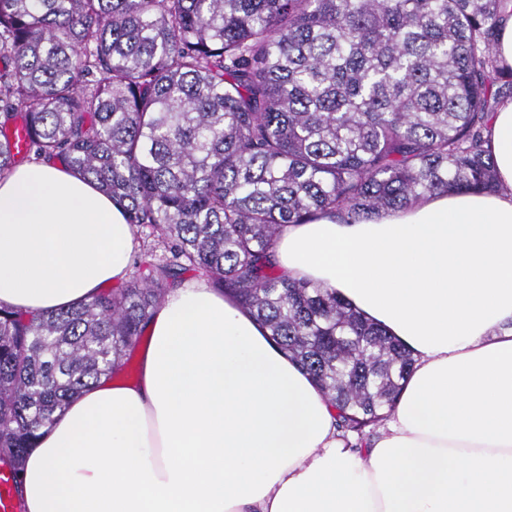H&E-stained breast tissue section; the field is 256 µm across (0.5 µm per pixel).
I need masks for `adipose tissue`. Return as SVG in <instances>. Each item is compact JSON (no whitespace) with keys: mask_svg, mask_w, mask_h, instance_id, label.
<instances>
[{"mask_svg":"<svg viewBox=\"0 0 512 512\" xmlns=\"http://www.w3.org/2000/svg\"><path fill=\"white\" fill-rule=\"evenodd\" d=\"M489 147L498 192L325 215L275 242L284 275L335 289L413 353L362 447L247 311L193 283L149 322L136 383L100 378L39 431L24 512H512V99ZM133 249L80 174L33 161L0 178V304L89 301L128 279Z\"/></svg>","mask_w":512,"mask_h":512,"instance_id":"adipose-tissue-1","label":"adipose tissue"}]
</instances>
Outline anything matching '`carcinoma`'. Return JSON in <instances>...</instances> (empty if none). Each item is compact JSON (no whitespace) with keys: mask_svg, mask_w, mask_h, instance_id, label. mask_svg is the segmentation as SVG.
Returning <instances> with one entry per match:
<instances>
[{"mask_svg":"<svg viewBox=\"0 0 512 512\" xmlns=\"http://www.w3.org/2000/svg\"><path fill=\"white\" fill-rule=\"evenodd\" d=\"M506 0H0V177L57 161L163 245L149 277L51 312L0 306V461L123 372L194 272L237 300L336 409L382 425L412 352L330 288L278 273L284 224H356L452 189L493 192L512 97ZM22 127L24 151L9 133ZM496 52L501 65L512 68V2L508 4L505 17L499 25Z\"/></svg>","mask_w":512,"mask_h":512,"instance_id":"obj_1","label":"carcinoma"}]
</instances>
